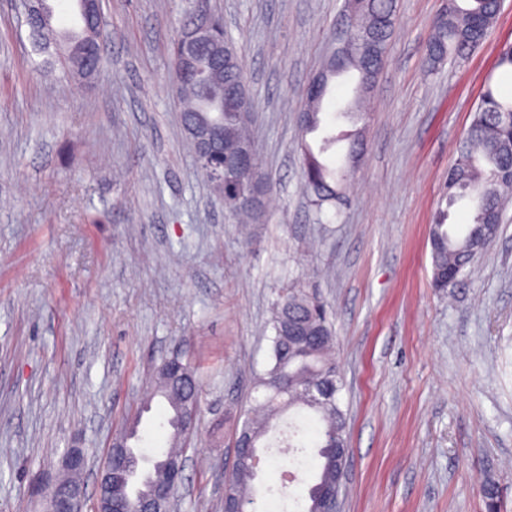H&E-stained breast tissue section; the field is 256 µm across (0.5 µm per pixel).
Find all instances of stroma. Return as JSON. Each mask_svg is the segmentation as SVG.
<instances>
[{
	"instance_id": "stroma-1",
	"label": "stroma",
	"mask_w": 512,
	"mask_h": 512,
	"mask_svg": "<svg viewBox=\"0 0 512 512\" xmlns=\"http://www.w3.org/2000/svg\"><path fill=\"white\" fill-rule=\"evenodd\" d=\"M448 0H397L398 25L370 109L337 116L357 78H334L318 131L295 121L329 57L344 0H103L102 65L46 75L21 0H0V512H44L63 455L94 466L141 415L144 453L168 408L139 414L162 359L196 371L201 402L174 512H224V482L255 373L270 364L276 300L300 291L331 312L349 456L340 512H485L492 477L512 512V202L497 238L455 285L431 284L437 210L462 229L445 177L485 83L512 95L495 46L430 69ZM208 7L233 37L258 106L251 126L272 191L240 233L197 166L171 80L170 46ZM359 134L339 216L319 221L302 144ZM261 512H304L307 454L261 451Z\"/></svg>"
}]
</instances>
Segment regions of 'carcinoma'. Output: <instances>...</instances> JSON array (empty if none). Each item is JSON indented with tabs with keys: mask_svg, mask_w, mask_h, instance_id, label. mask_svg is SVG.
Masks as SVG:
<instances>
[{
	"mask_svg": "<svg viewBox=\"0 0 512 512\" xmlns=\"http://www.w3.org/2000/svg\"><path fill=\"white\" fill-rule=\"evenodd\" d=\"M448 0L445 12L434 22L433 33L426 47L427 62L439 66L447 60H461L487 43L493 24L499 15L496 0ZM397 24L395 0H359L356 14L351 18L342 56V72L358 73L359 92L368 93L374 87L384 62L386 50ZM98 11L85 7L80 30L53 28L50 32H36L34 51L43 53L54 49V56L43 60V66L61 64L77 80H89L99 71L100 49L88 54L84 50L86 29L97 26ZM240 86H247V78L237 64L224 69V88L195 87L183 91V110L197 112L213 121L222 120L226 110L235 104L229 94ZM301 111L312 119L307 130L312 132L320 124L322 100L303 91ZM250 111L238 123H224V138L233 141L250 140L248 125L255 102L249 101ZM512 113V99L499 95L488 85L480 95L473 120L460 137L457 157L448 169V198L453 203L466 195H475L476 211L473 224L465 233L454 235L445 228V213L439 212L430 227L432 284L446 288L465 273L474 259L496 236L505 202L512 197V179L506 171L512 165L505 144L512 139V124L507 113ZM346 143V159L362 150L358 139L340 131L325 135L318 152L305 148L302 180L309 201L317 211L326 203H337L342 198L345 176L321 161L320 156ZM224 197V210L234 220L258 221L264 208L252 207L247 199L256 195L266 198L270 185L262 174L240 173L219 189ZM273 335L271 363L253 379L254 409L263 417H246L241 429L247 432L251 447L260 448L274 422L293 410L305 423H293L285 431L286 439L295 448L310 444L315 448L312 466L315 479L307 490V512H314L316 501L336 487V470L347 463L336 458V449L348 447L346 412L342 409L339 393L343 378L339 367L327 357L335 333L326 307L318 300L302 293L292 292L276 303L271 322ZM158 381L152 383L140 407L151 409L155 397L168 405L166 425L169 428L168 448L147 459L150 468L144 473L140 486L129 493L127 484L116 487L114 498L124 512H135L139 498L149 496L154 485L167 479L169 459L182 452L180 440L182 417L187 408L199 405L200 392L194 369L177 357L165 359L156 367ZM140 418L134 425L123 427L113 440L125 443L124 452L133 463L144 460L135 444L139 436ZM257 465L249 458L239 463L229 475L232 493L244 510L256 512L254 480Z\"/></svg>",
	"mask_w": 512,
	"mask_h": 512,
	"instance_id": "1",
	"label": "carcinoma"
}]
</instances>
